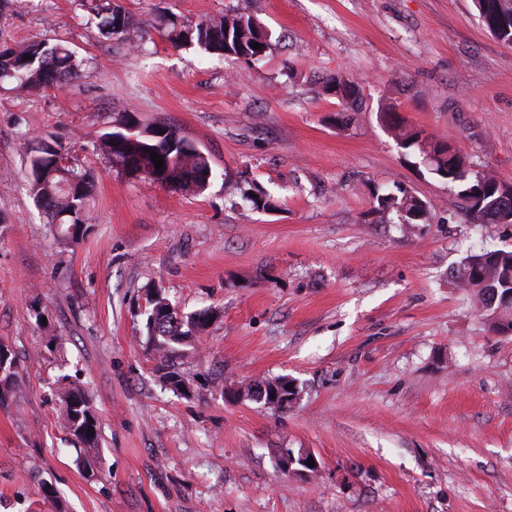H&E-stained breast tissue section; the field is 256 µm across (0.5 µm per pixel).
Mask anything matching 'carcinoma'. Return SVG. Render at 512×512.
Instances as JSON below:
<instances>
[{
  "label": "carcinoma",
  "mask_w": 512,
  "mask_h": 512,
  "mask_svg": "<svg viewBox=\"0 0 512 512\" xmlns=\"http://www.w3.org/2000/svg\"><path fill=\"white\" fill-rule=\"evenodd\" d=\"M476 5L484 27L500 41L512 44V0H476ZM84 7L96 20L102 37L125 43L138 36L141 26L132 16H126L122 22L118 20L117 0H85ZM153 26L177 47L195 45L210 54L247 62L264 56L271 46L270 36L261 23L246 13H227L192 23L164 11L156 17ZM254 42L261 48L253 49ZM10 53L13 60L0 61L1 82L13 80L22 89L37 90L69 86L81 77V62L75 52L60 43L31 39L12 45ZM336 91L341 93L346 107L357 105L359 95L352 85L338 80ZM393 128L403 148H418L430 171L458 188L471 216L490 223H500L512 216V193L504 195V185L490 173L469 177L465 156L459 149L449 144L427 148L420 133L406 130L397 122ZM99 149L118 168L129 158L137 159L143 182L153 184L159 176L167 188L186 194L200 193L207 187V183L198 182L191 175L210 167L208 158L188 149L186 137L171 127L160 138L141 135L131 138L118 131L107 132L101 136ZM32 152L31 166L43 167L46 174L30 182L31 195L49 223L65 239L70 225L87 221L85 203L93 190V181L61 149L50 152L40 144ZM153 152L164 161L160 171L151 160ZM378 203L395 210L407 223L427 213L426 203L405 191L384 195ZM457 278L473 292L477 310L490 330L501 332L505 321L512 326V306L503 310L489 300V293L494 289L501 296L512 293V251L498 250L493 256L487 252L472 254ZM209 318L206 313L185 318L174 311L157 329L146 323L148 342L160 360L161 378L178 391L188 380L173 371V360L182 355L181 346L193 332L203 330ZM17 378L15 358L8 346L0 344V402L9 397ZM59 401L64 428L83 447H98L100 427L85 392L78 387L65 388L59 394Z\"/></svg>",
  "instance_id": "cac0c4a2"
}]
</instances>
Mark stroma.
I'll return each instance as SVG.
<instances>
[{
  "instance_id": "obj_1",
  "label": "stroma",
  "mask_w": 512,
  "mask_h": 512,
  "mask_svg": "<svg viewBox=\"0 0 512 512\" xmlns=\"http://www.w3.org/2000/svg\"><path fill=\"white\" fill-rule=\"evenodd\" d=\"M140 49L103 38L81 0H12L0 42L62 41L68 87L0 82V344L18 382L0 407V512H512V334L456 274L512 250V224L468 216L401 147L391 119L512 184V46L473 0H122ZM254 15L264 59L176 47L150 22ZM344 77L357 107L329 91ZM180 129L210 161L200 195L122 174L95 148L125 120ZM89 172V228L54 236L30 194L28 142ZM406 189L402 223L378 197ZM273 207L252 211L242 192ZM217 317L165 387L147 295ZM285 376V410L229 393ZM75 384L101 424L93 467L59 420ZM279 448L314 454L299 479ZM401 196L396 194L378 197L379 206L386 209H393L400 214L403 221L411 223L427 213L426 203L420 198L399 189Z\"/></svg>"
}]
</instances>
